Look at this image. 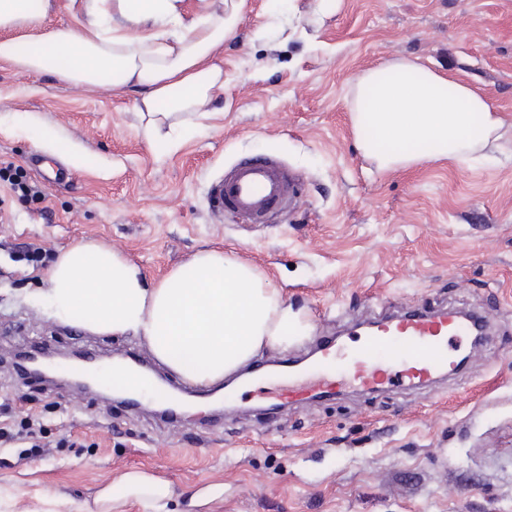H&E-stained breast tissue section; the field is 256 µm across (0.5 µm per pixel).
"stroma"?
<instances>
[{
    "label": "stroma",
    "mask_w": 512,
    "mask_h": 512,
    "mask_svg": "<svg viewBox=\"0 0 512 512\" xmlns=\"http://www.w3.org/2000/svg\"><path fill=\"white\" fill-rule=\"evenodd\" d=\"M31 42L79 26L69 0ZM403 56L461 69L512 135V0H247L224 42V89L202 133L150 139L125 89L76 87L0 61V512H91L141 469L167 481L169 512H512V152L381 172L358 148L346 95L359 71ZM243 157L297 180L269 221L214 210L208 190ZM66 175L46 183L43 172ZM23 176L39 195L12 184ZM119 252L147 285L207 249L256 267L309 339L253 366L299 359L316 339L406 309L484 310L486 339L428 388L357 391L281 411L215 396L164 418L152 404L28 383L15 350L135 351L133 333L51 316L44 274L70 245ZM47 447L35 454L34 445ZM220 484L223 494L195 503Z\"/></svg>",
    "instance_id": "stroma-1"
}]
</instances>
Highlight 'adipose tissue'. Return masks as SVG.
<instances>
[{
    "label": "adipose tissue",
    "instance_id": "adipose-tissue-1",
    "mask_svg": "<svg viewBox=\"0 0 512 512\" xmlns=\"http://www.w3.org/2000/svg\"><path fill=\"white\" fill-rule=\"evenodd\" d=\"M184 0H83L87 19L33 45L0 41V61L44 71L75 86L125 88L147 120L162 130L200 128L224 86L220 56L246 0H202L185 15ZM49 0H0V30L41 23ZM350 112L362 151L387 171L445 159L465 163L499 140L503 121L463 71L440 72L416 60L386 61L350 84ZM52 314L101 332H133L183 378L205 384L229 375L265 346L285 347L310 324L252 266L223 251L199 252L155 287L110 248L80 242L47 273ZM169 484L144 470L123 473L98 497L99 512L134 501L167 512Z\"/></svg>",
    "mask_w": 512,
    "mask_h": 512
}]
</instances>
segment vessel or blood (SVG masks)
Returning <instances> with one entry per match:
<instances>
[{
	"label": "vessel or blood",
	"mask_w": 512,
	"mask_h": 512,
	"mask_svg": "<svg viewBox=\"0 0 512 512\" xmlns=\"http://www.w3.org/2000/svg\"><path fill=\"white\" fill-rule=\"evenodd\" d=\"M295 181L272 159L242 158L215 185L211 203L240 217L267 221L289 200ZM468 328L446 310L407 311L378 319L376 327L349 347L328 340L321 355L306 366L281 360L287 386L273 398L274 409L334 397L347 389L425 388L452 371Z\"/></svg>",
	"instance_id": "b4317fda"
}]
</instances>
